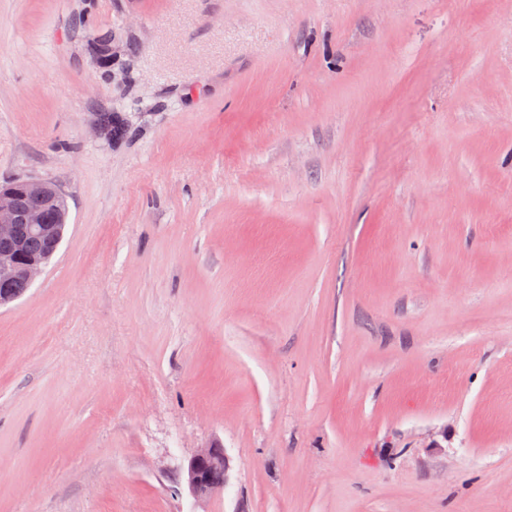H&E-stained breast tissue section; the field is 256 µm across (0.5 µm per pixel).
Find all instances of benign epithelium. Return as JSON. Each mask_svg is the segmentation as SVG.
Wrapping results in <instances>:
<instances>
[{
    "mask_svg": "<svg viewBox=\"0 0 512 512\" xmlns=\"http://www.w3.org/2000/svg\"><path fill=\"white\" fill-rule=\"evenodd\" d=\"M92 46L99 63L111 60L112 36L99 37ZM30 197L38 199L39 206H26L25 200ZM63 197L57 185L40 179H18L0 186V306L19 298L9 288L12 282L20 280L30 286L43 273L48 257L30 255L27 241L33 236L58 239L59 229L50 223L49 214ZM184 480L196 499L223 490L229 482L224 449H199L184 469Z\"/></svg>",
    "mask_w": 512,
    "mask_h": 512,
    "instance_id": "obj_1",
    "label": "benign epithelium"
}]
</instances>
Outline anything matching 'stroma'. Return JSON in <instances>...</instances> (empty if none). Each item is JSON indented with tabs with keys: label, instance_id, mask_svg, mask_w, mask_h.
<instances>
[{
	"label": "stroma",
	"instance_id": "1",
	"mask_svg": "<svg viewBox=\"0 0 512 512\" xmlns=\"http://www.w3.org/2000/svg\"><path fill=\"white\" fill-rule=\"evenodd\" d=\"M14 177L0 512H512V0H0ZM30 197L38 199L39 207L25 205L24 201ZM63 197L65 194L57 185L40 179H18L0 186V306L20 297L12 288L20 291L29 288L43 273L49 256L30 254L46 253L50 243L43 238H31L27 251V241L33 236L58 239L57 224L65 225L68 216V205L66 198L61 199ZM36 199H28L26 204L37 205ZM56 203L57 210L50 215L54 224H50L49 214ZM188 491L195 499L224 490L229 482V467L223 448H200L184 469Z\"/></svg>",
	"mask_w": 512,
	"mask_h": 512
}]
</instances>
